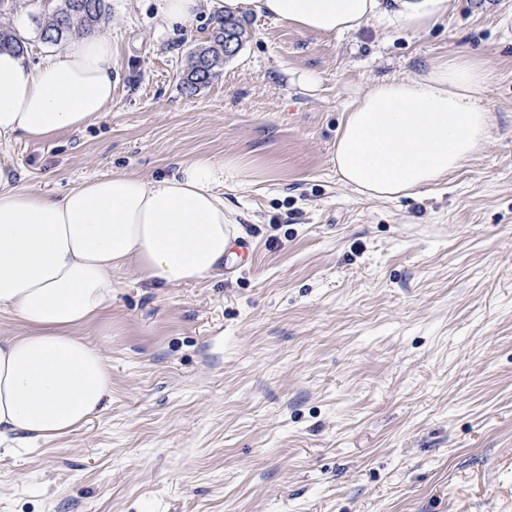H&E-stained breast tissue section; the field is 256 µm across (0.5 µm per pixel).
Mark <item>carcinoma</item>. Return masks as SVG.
Returning a JSON list of instances; mask_svg holds the SVG:
<instances>
[{
  "label": "carcinoma",
  "mask_w": 512,
  "mask_h": 512,
  "mask_svg": "<svg viewBox=\"0 0 512 512\" xmlns=\"http://www.w3.org/2000/svg\"><path fill=\"white\" fill-rule=\"evenodd\" d=\"M110 12L109 0H59L56 9L39 22L43 41L59 44L73 35H92ZM232 25L239 41H244L248 32L239 19L226 15L220 19L210 39L189 52L188 68L183 77L184 89L192 93L210 83L224 66V26ZM0 49L23 52L24 41L15 30L0 26Z\"/></svg>",
  "instance_id": "cac0c4a2"
}]
</instances>
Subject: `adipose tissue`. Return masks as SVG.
<instances>
[{
  "instance_id": "ef3b65f1",
  "label": "adipose tissue",
  "mask_w": 512,
  "mask_h": 512,
  "mask_svg": "<svg viewBox=\"0 0 512 512\" xmlns=\"http://www.w3.org/2000/svg\"><path fill=\"white\" fill-rule=\"evenodd\" d=\"M218 0L302 32L343 34L373 21L419 32L448 0ZM112 40L69 39L55 58L32 66L0 52V144L47 140L100 118L112 104ZM488 71L466 55L441 59L416 79L373 84L344 114L334 161L342 183L393 201L447 178L483 147L489 124ZM256 175L238 157L199 156L161 178L113 173L83 180L63 196L18 186L0 153V311L18 333L0 336V440L6 455L30 442L70 435L105 411L112 366L83 326L112 306V272L134 265L140 280L179 286L224 265L237 228L224 207L228 181Z\"/></svg>"
}]
</instances>
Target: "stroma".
I'll return each instance as SVG.
<instances>
[{"mask_svg": "<svg viewBox=\"0 0 512 512\" xmlns=\"http://www.w3.org/2000/svg\"><path fill=\"white\" fill-rule=\"evenodd\" d=\"M56 3L0 5L30 65L63 50L37 28ZM111 3L112 105L12 141L21 187L237 156L259 176L224 205L252 253L175 287L113 271L111 311L82 330L112 402L1 462L0 512H512V0H448L415 33H304L242 9L248 39L192 94L189 52L220 11L204 0L163 32L151 0ZM460 54L490 75L482 151L396 201L344 185L346 109Z\"/></svg>", "mask_w": 512, "mask_h": 512, "instance_id": "stroma-1", "label": "stroma"}]
</instances>
